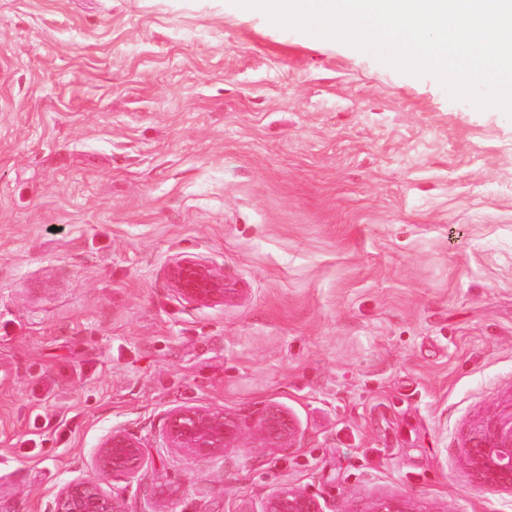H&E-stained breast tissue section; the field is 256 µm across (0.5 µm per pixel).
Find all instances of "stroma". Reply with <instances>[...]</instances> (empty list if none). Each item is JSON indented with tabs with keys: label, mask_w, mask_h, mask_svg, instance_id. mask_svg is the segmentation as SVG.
<instances>
[{
	"label": "stroma",
	"mask_w": 512,
	"mask_h": 512,
	"mask_svg": "<svg viewBox=\"0 0 512 512\" xmlns=\"http://www.w3.org/2000/svg\"><path fill=\"white\" fill-rule=\"evenodd\" d=\"M181 256L235 296L182 301ZM177 406L240 439L168 447ZM510 412L511 118L221 0H0V512H54L115 428L169 492L105 481L122 512H512L463 462ZM260 448H292L297 439V430L292 419L280 409L268 406L262 409L255 421ZM263 512H325V510L315 495L288 485L267 499Z\"/></svg>",
	"instance_id": "stroma-1"
}]
</instances>
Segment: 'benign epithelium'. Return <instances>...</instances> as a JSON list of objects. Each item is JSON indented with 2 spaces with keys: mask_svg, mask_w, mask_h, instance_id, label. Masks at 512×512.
<instances>
[{
  "mask_svg": "<svg viewBox=\"0 0 512 512\" xmlns=\"http://www.w3.org/2000/svg\"><path fill=\"white\" fill-rule=\"evenodd\" d=\"M165 276L176 294L197 307L222 306L233 291L224 273L212 264L190 257L169 262ZM261 448L292 447L297 430L291 418L268 406L255 421ZM238 424L217 408L177 406L165 416L168 447L206 457L231 447ZM144 453L140 441L122 429L110 431L95 458L96 473L64 484L57 492L56 512H121L101 487L109 478L138 473ZM464 462L472 474L491 488L512 489V413L493 417L472 428L465 442ZM264 512H325L319 499L304 490L284 486L269 497ZM367 512H412L402 499H380Z\"/></svg>",
  "mask_w": 512,
  "mask_h": 512,
  "instance_id": "7a95c632",
  "label": "benign epithelium"
}]
</instances>
